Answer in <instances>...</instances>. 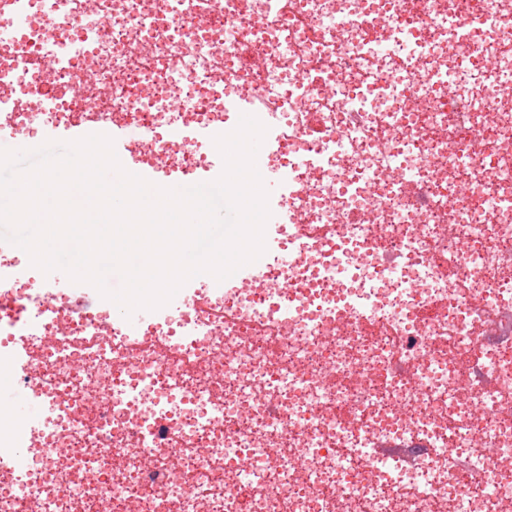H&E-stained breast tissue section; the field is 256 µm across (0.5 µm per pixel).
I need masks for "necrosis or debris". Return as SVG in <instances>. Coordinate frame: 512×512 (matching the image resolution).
<instances>
[{
	"instance_id": "1",
	"label": "necrosis or debris",
	"mask_w": 512,
	"mask_h": 512,
	"mask_svg": "<svg viewBox=\"0 0 512 512\" xmlns=\"http://www.w3.org/2000/svg\"><path fill=\"white\" fill-rule=\"evenodd\" d=\"M0 118L208 169L248 102L291 187L246 286L128 335L0 249V512H512V0H0ZM82 86L83 95L71 94ZM0 404L11 407L20 420L31 422L35 418L37 405L27 393H16L0 385Z\"/></svg>"
}]
</instances>
